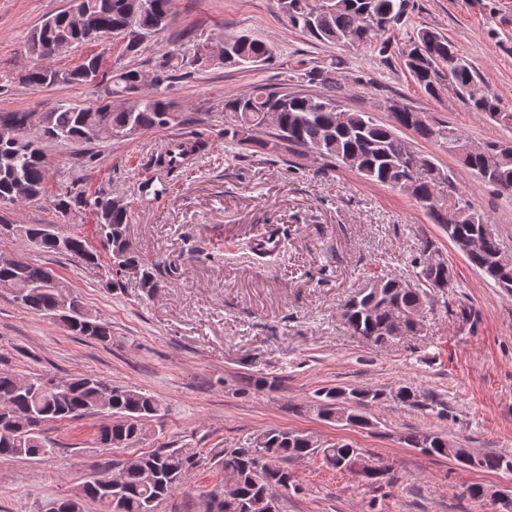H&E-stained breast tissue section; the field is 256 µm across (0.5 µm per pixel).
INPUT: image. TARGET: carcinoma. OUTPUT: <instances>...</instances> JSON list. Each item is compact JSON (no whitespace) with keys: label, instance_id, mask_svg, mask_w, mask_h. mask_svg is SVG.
Listing matches in <instances>:
<instances>
[{"label":"carcinoma","instance_id":"cac0c4a2","mask_svg":"<svg viewBox=\"0 0 512 512\" xmlns=\"http://www.w3.org/2000/svg\"><path fill=\"white\" fill-rule=\"evenodd\" d=\"M71 5L45 19L26 39L31 65L22 81L34 88L54 85L96 82L102 103L82 106L71 102L35 116L31 112H0V206H14L33 201L45 194L47 164L44 145L69 142L78 145L130 137L168 127L179 120L170 101L161 97L177 74L206 58L193 55L161 54L151 68L150 78L130 64L104 69V51L110 41L120 42V55L135 58L145 44L179 22L181 0H70ZM282 17L299 27L315 41L329 47H371L381 59L390 46L389 33L406 15L410 0H277ZM97 46L69 69H57L50 61L69 50ZM270 41L247 34H232L216 47L213 58L226 68H259L274 59ZM404 66L416 85L431 97L447 88L461 94L470 109L489 117L499 116L498 124L512 127V111L490 93L474 90L477 74L456 47L440 31L423 26L413 32L401 50ZM338 64L333 59L326 66L296 61L287 81L295 86L317 84L322 92L306 94L286 87L273 89L258 83L248 94L224 96V114L231 122L224 125V144L237 154L254 148L270 155L299 158L308 152L330 164L354 161L353 168L371 183L387 185L409 194L424 205L434 223L443 231H452L448 240L464 252L463 244L480 240L479 249L465 252L470 263L495 284L512 293V254L501 247L485 214L466 203L449 216L430 201L434 190H448L449 178L435 163L414 150L413 145L397 135V128H410L423 140L448 143L463 135L448 125H436L426 119L414 120V111L398 104L390 106L392 123L377 122L368 112L336 111L342 87L332 81L329 68ZM120 97L124 103L112 106L109 99ZM462 164L476 173L489 170L482 180L500 194L512 197V150L498 142H489L476 153L465 157ZM56 212L66 214L76 208H88L110 249V268L115 275L130 266L141 274L142 287L151 292L158 287L154 268L146 264L139 252L126 240L129 206L104 194L87 197L70 188L55 196ZM20 240L47 253L59 254L45 224H14L10 229ZM67 256L82 257L80 264L94 270L101 266L97 252L78 233L68 235ZM417 284L398 288L396 277L383 276L381 288H360L345 304L344 321L353 333L374 341L386 342L397 336L412 335L411 316H420L429 293L441 292L453 281L451 270L438 248L424 244L415 259ZM13 286V297L30 313L47 316L57 299L70 292L61 280L49 279L45 267L26 262L19 268L0 265V283ZM68 312L72 333L108 343L112 326L92 313L78 297ZM27 379L37 389H21L22 376L0 371V456L31 459L50 453L44 428L33 426L40 418L44 423L79 419L87 416H110L112 426H102L99 436L111 433L110 443L132 447L146 439L148 421L162 410L152 394L126 386L114 385L92 374H75L59 378L31 374ZM323 400L317 413L326 420L336 419V401L348 398L360 409L350 413L349 424L368 428L370 420L362 408L387 397L401 406L426 409L430 396L411 385H403L387 395L379 389L358 388L346 391L328 388L320 391ZM405 442L432 455L455 459L454 443L447 437L415 431ZM473 458V469L500 471L512 466V458L466 449ZM355 449L348 443L316 444L312 436L288 429L270 428L259 436L224 450L221 460L225 472L236 479L239 501L231 512H268L272 486L284 489L292 484V474L283 466L288 459L321 457L323 464L336 471L349 470ZM195 455L180 450L159 448L127 458L119 471L120 488L107 491L112 479L110 468L98 464L89 480L83 483L79 496L61 498L60 512H84L90 500L105 512H156V508L181 485L186 473L195 468Z\"/></svg>","mask_w":512,"mask_h":512}]
</instances>
